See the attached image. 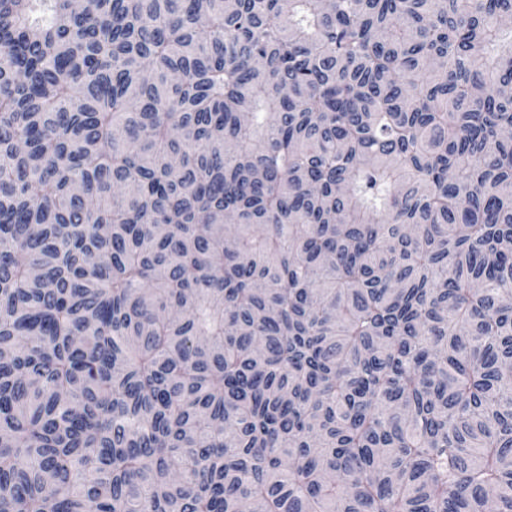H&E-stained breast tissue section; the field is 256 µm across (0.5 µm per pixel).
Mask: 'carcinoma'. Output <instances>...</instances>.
<instances>
[{
	"label": "carcinoma",
	"mask_w": 512,
	"mask_h": 512,
	"mask_svg": "<svg viewBox=\"0 0 512 512\" xmlns=\"http://www.w3.org/2000/svg\"><path fill=\"white\" fill-rule=\"evenodd\" d=\"M512 0H0V512H512Z\"/></svg>",
	"instance_id": "obj_1"
}]
</instances>
